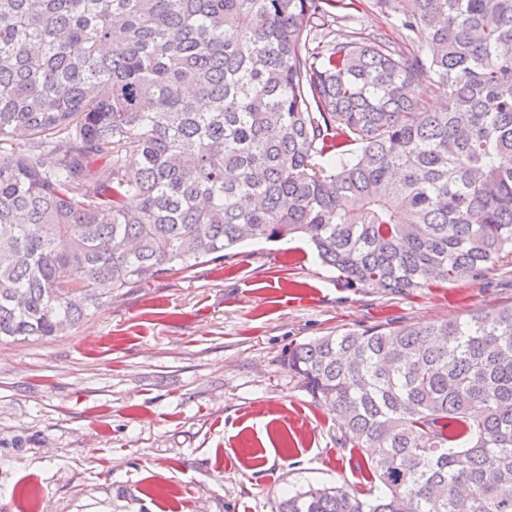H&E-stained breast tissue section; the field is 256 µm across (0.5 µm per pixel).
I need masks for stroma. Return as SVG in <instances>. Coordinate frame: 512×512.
I'll return each instance as SVG.
<instances>
[{"instance_id":"35a3bbf8","label":"stroma","mask_w":512,"mask_h":512,"mask_svg":"<svg viewBox=\"0 0 512 512\" xmlns=\"http://www.w3.org/2000/svg\"><path fill=\"white\" fill-rule=\"evenodd\" d=\"M335 14L338 40L430 54L372 0ZM510 301L511 256L392 293L343 286L301 239L174 268L67 334L0 345V512H276L311 485L369 491L363 455L285 350Z\"/></svg>"}]
</instances>
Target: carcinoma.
Segmentation results:
<instances>
[{
    "label": "carcinoma",
    "instance_id": "1",
    "mask_svg": "<svg viewBox=\"0 0 512 512\" xmlns=\"http://www.w3.org/2000/svg\"><path fill=\"white\" fill-rule=\"evenodd\" d=\"M376 3L432 57L310 38L344 0H0V343L247 239L382 292L511 256L512 0ZM284 361L377 485L277 512H512V302Z\"/></svg>",
    "mask_w": 512,
    "mask_h": 512
}]
</instances>
